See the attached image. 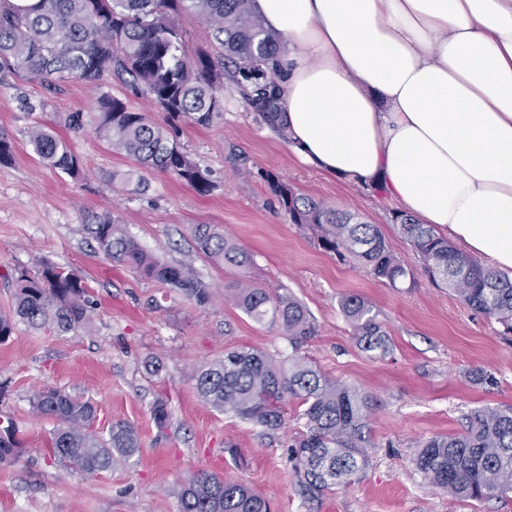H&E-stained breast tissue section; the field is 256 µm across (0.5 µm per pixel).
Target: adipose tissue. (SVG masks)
<instances>
[{"mask_svg": "<svg viewBox=\"0 0 512 512\" xmlns=\"http://www.w3.org/2000/svg\"><path fill=\"white\" fill-rule=\"evenodd\" d=\"M290 146L512 273V0H252Z\"/></svg>", "mask_w": 512, "mask_h": 512, "instance_id": "ef3b65f1", "label": "adipose tissue"}]
</instances>
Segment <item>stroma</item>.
Here are the masks:
<instances>
[{"instance_id": "stroma-1", "label": "stroma", "mask_w": 512, "mask_h": 512, "mask_svg": "<svg viewBox=\"0 0 512 512\" xmlns=\"http://www.w3.org/2000/svg\"><path fill=\"white\" fill-rule=\"evenodd\" d=\"M96 91L77 80L60 91L10 78L0 85V133L13 142L0 164V311L8 310L15 268L49 262L79 272L92 296L89 325L67 335L18 325L0 344V436L12 433L18 453L0 462V512H178V493L199 472L242 481L265 497L271 512H512V493L461 499L434 487L414 465L426 439L460 431L474 408L512 407V334L463 306L448 289L417 270V258L393 221L400 205L305 165L240 102L224 90V118L210 127L179 123L180 144L214 189L201 195L160 172H146L136 192L108 179L133 160L94 132ZM84 115V128L66 132L67 113ZM66 134L83 160L75 180L43 164L28 140L35 125ZM270 171L299 193L362 214L378 225L391 248L415 266L414 282L390 287L363 269L324 252L289 224L260 174ZM94 213L118 218L127 234L169 263L188 262L212 287L199 304L179 289L141 278L98 252L83 226ZM215 224L254 259L250 278L269 293L288 292L309 310L315 334L291 346L280 329L257 323L230 298L234 270L194 250L191 227ZM372 308L389 339L379 356L363 351L344 319L342 296ZM259 349L293 356L330 380L370 395L367 464L356 482L319 496L304 494L288 448L303 425L295 403L285 424L271 431L204 404L195 371L225 353ZM159 362L148 374L146 361ZM484 380H475V373ZM54 387L90 401L91 430L115 422L137 430L139 453L111 470L87 474L46 454L52 419L37 415L33 390ZM170 410L158 432L156 400Z\"/></svg>"}]
</instances>
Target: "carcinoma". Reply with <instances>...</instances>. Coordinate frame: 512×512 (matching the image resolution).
<instances>
[{"instance_id": "obj_1", "label": "carcinoma", "mask_w": 512, "mask_h": 512, "mask_svg": "<svg viewBox=\"0 0 512 512\" xmlns=\"http://www.w3.org/2000/svg\"><path fill=\"white\" fill-rule=\"evenodd\" d=\"M192 12L207 23L209 39L220 49L188 46L178 16ZM285 45L268 31L251 0H35L19 6L0 0V75L36 80L55 90L69 79L101 89L116 76L149 95L166 124L150 121L127 102L105 92L97 99L95 134L123 151L138 168L111 175L125 185L146 187L144 170L174 176L199 194L213 189L208 173L174 139V123L209 127L224 117V81L232 82L242 101L281 140L278 79ZM38 157L77 179L80 157L70 144L42 126L29 132ZM288 223L310 234L319 247L365 270L391 287L415 279L414 270L394 253L379 228L360 214L336 209L304 196L279 176H264ZM400 233L413 248L432 284L447 288L476 314L496 320L512 333V278L459 251L447 238L413 216H395ZM86 229L104 256L139 275L181 290L199 304L209 301L210 285L186 263L171 264L147 252L129 237L113 216L95 214ZM195 250L217 265L237 269L232 285L236 305L253 321L276 325L294 345L314 334L306 307L289 293L270 295L249 283L253 257L213 224L192 227ZM9 310L0 311V343L20 323L33 329L52 327L74 333L89 321L91 302L84 279L44 262L35 271L17 268ZM345 320L367 351L384 354L388 339L360 298L340 301ZM202 401L216 411L267 429L285 424V404L299 401L304 430L289 461L303 477V490L318 496L347 486L366 466L361 451L371 399L338 384L294 357L276 360L262 351L241 349L196 372ZM32 409L55 420L49 451L58 461L85 473H100L118 458L139 453L134 427L113 424L107 434L88 429L92 404L57 388H42L30 397ZM151 415L159 433L169 426L166 402L157 400ZM430 483L449 494L481 499L512 492V409L482 407L465 418L459 434L425 441L414 459ZM179 512H270L269 503L243 483L226 482L213 473H198L179 492Z\"/></svg>"}]
</instances>
